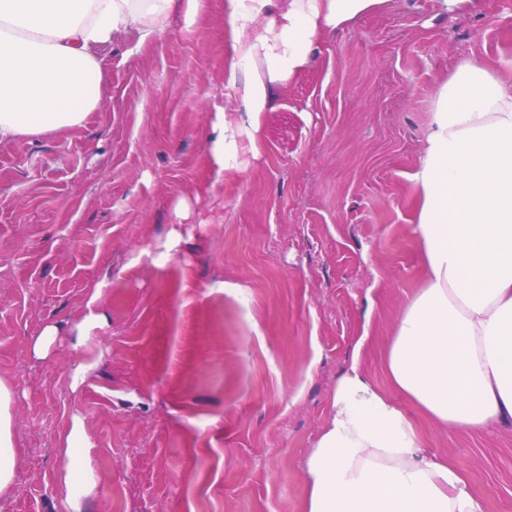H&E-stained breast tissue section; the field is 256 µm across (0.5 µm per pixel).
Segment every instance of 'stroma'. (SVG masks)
Instances as JSON below:
<instances>
[{"label": "stroma", "instance_id": "stroma-1", "mask_svg": "<svg viewBox=\"0 0 512 512\" xmlns=\"http://www.w3.org/2000/svg\"><path fill=\"white\" fill-rule=\"evenodd\" d=\"M224 0L101 48L103 104L0 141V381L16 478L0 512H69L62 440L81 418L97 485L81 512H303L305 465L376 300L383 363L421 256L407 179L465 57L512 70L500 0L387 6L329 32L276 90L260 158L215 181ZM192 207L175 225L177 200ZM182 236L169 247L171 230ZM101 323L85 326L88 313ZM59 334L47 355L31 341ZM399 405L486 512H512V429L451 432Z\"/></svg>", "mask_w": 512, "mask_h": 512}]
</instances>
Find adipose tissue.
Segmentation results:
<instances>
[{
  "instance_id": "adipose-tissue-1",
  "label": "adipose tissue",
  "mask_w": 512,
  "mask_h": 512,
  "mask_svg": "<svg viewBox=\"0 0 512 512\" xmlns=\"http://www.w3.org/2000/svg\"><path fill=\"white\" fill-rule=\"evenodd\" d=\"M387 0H224V88L233 106L207 139L216 177L258 137L276 89L308 68L322 36ZM203 0H0V141L80 125L102 100L99 48L122 32L149 38ZM413 234L421 286L390 339L383 372L438 426H512V76L468 57L441 84L420 160ZM361 369L338 378L329 418L306 462L304 512H485L448 459ZM13 391L0 382V495L15 481ZM67 501L95 486L81 419L64 439Z\"/></svg>"
}]
</instances>
